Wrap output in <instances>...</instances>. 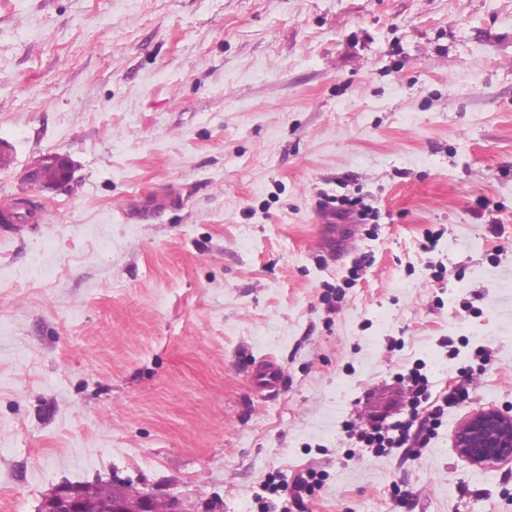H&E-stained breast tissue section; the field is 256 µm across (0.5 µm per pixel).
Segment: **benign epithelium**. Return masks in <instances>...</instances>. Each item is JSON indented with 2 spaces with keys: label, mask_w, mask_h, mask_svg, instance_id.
I'll return each mask as SVG.
<instances>
[{
  "label": "benign epithelium",
  "mask_w": 512,
  "mask_h": 512,
  "mask_svg": "<svg viewBox=\"0 0 512 512\" xmlns=\"http://www.w3.org/2000/svg\"><path fill=\"white\" fill-rule=\"evenodd\" d=\"M71 177L67 168L55 179L43 180L35 171L25 179L39 190H54ZM457 453L470 464L491 468L512 462V414L497 409H480L469 414L456 428L453 439ZM115 496L102 503L92 486L61 485L56 494L43 502L39 512H184L175 497L159 498L151 493L133 491L113 484Z\"/></svg>",
  "instance_id": "obj_1"
}]
</instances>
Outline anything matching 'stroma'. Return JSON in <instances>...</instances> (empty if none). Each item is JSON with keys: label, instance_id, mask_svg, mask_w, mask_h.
Masks as SVG:
<instances>
[{"label": "stroma", "instance_id": "obj_1", "mask_svg": "<svg viewBox=\"0 0 512 512\" xmlns=\"http://www.w3.org/2000/svg\"><path fill=\"white\" fill-rule=\"evenodd\" d=\"M1 142L35 212L0 222V512L115 479L286 512L309 472L287 512H512L453 446L512 412V0H0ZM415 366L468 398L357 447Z\"/></svg>", "mask_w": 512, "mask_h": 512}]
</instances>
